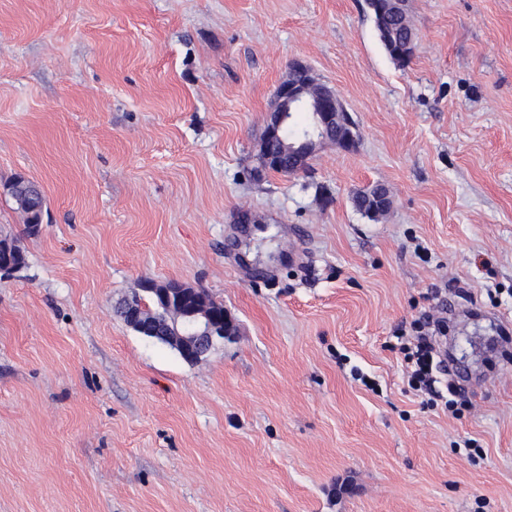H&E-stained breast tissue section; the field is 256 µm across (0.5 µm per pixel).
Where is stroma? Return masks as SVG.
I'll return each mask as SVG.
<instances>
[{"mask_svg":"<svg viewBox=\"0 0 512 512\" xmlns=\"http://www.w3.org/2000/svg\"><path fill=\"white\" fill-rule=\"evenodd\" d=\"M407 12L400 66L367 0H0V234L26 254L0 273V512H512V0ZM293 62L357 143L259 180ZM145 279L234 336L190 364L134 332ZM431 303L457 418L392 348Z\"/></svg>","mask_w":512,"mask_h":512,"instance_id":"1","label":"stroma"}]
</instances>
